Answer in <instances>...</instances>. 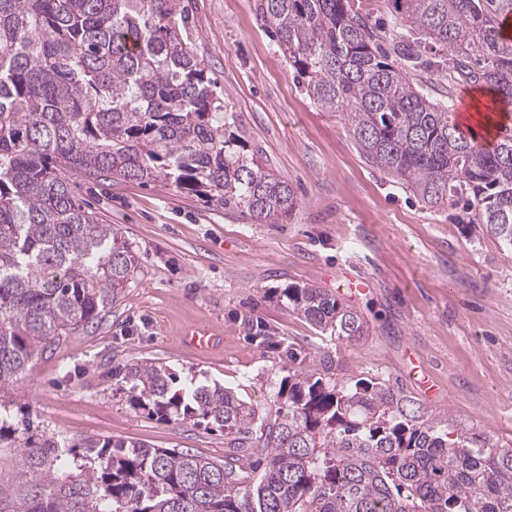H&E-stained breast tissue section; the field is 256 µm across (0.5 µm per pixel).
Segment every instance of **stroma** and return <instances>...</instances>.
Segmentation results:
<instances>
[{
	"label": "stroma",
	"instance_id": "stroma-1",
	"mask_svg": "<svg viewBox=\"0 0 512 512\" xmlns=\"http://www.w3.org/2000/svg\"><path fill=\"white\" fill-rule=\"evenodd\" d=\"M186 38L207 66L237 131L294 190L288 223L258 224L170 184L104 187L73 178L84 209L123 231L139 271L97 328L39 352L0 396L27 414L34 434L117 437L224 458V432L134 409L112 369L148 360L183 383H220L261 413L272 406L286 358L256 336L286 338L313 365L328 353L343 377L402 387L427 415L450 414L512 444V246L452 202L429 205L368 163L337 113L295 79L256 0H181ZM417 80L462 107L479 84H451L452 49L426 45ZM291 285H314L363 316L357 342L318 331L288 309ZM201 326L208 351L185 344ZM434 384L425 394L411 375Z\"/></svg>",
	"mask_w": 512,
	"mask_h": 512
}]
</instances>
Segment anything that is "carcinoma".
I'll list each match as a JSON object with an SVG mask.
<instances>
[{"label": "carcinoma", "mask_w": 512, "mask_h": 512, "mask_svg": "<svg viewBox=\"0 0 512 512\" xmlns=\"http://www.w3.org/2000/svg\"><path fill=\"white\" fill-rule=\"evenodd\" d=\"M355 0H257V12L325 112L365 159L434 206L512 245V132L491 148L463 131L413 71L422 38L452 46V72L512 104V0H389L391 39ZM179 0H0V391L48 346L99 324L138 273L132 244L77 203L69 177L170 181L259 224L292 216L291 186L226 133ZM486 54L477 73L466 59ZM288 307L342 340L366 322L324 289L290 286ZM259 416L220 385L175 388L164 366L119 370L151 416L224 431V461L124 438L29 434L0 403V447L24 448L0 512H512V445L428 417L378 377L345 379L325 354L296 365ZM260 450L262 463L252 461Z\"/></svg>", "instance_id": "cac0c4a2"}]
</instances>
